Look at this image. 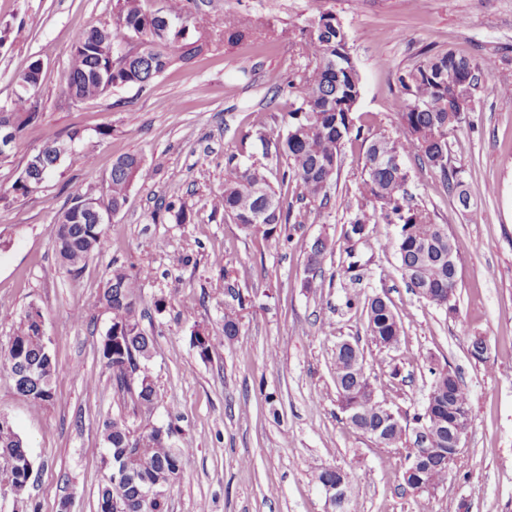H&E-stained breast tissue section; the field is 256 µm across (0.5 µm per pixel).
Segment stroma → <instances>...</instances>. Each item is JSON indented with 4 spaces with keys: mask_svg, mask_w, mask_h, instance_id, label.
<instances>
[{
    "mask_svg": "<svg viewBox=\"0 0 512 512\" xmlns=\"http://www.w3.org/2000/svg\"><path fill=\"white\" fill-rule=\"evenodd\" d=\"M113 0H0V109L10 106L16 76L43 64L40 117L0 157V194L9 193L28 159L46 143H70L41 191L0 205V346L30 307L44 318L60 370L53 404L35 408L0 378V413L13 422L34 462L30 512H97L107 471L101 423L125 418L134 433L171 430L192 455L166 491L168 512H326L317 476L326 467L360 475L356 512H512V0H161L204 26L208 52L177 64L148 92L134 87L69 105L65 74L78 30L112 21ZM336 15L362 79L354 113L361 138L346 140L328 208L297 203L290 243L268 248L223 214L211 197L224 185V154L244 149L264 159L252 131L284 132L294 83L308 64L300 31L320 11ZM250 23L244 41L224 36V17ZM453 51L494 69L474 92L467 119L448 138L463 172L470 209L439 178L406 158L410 192L436 223L466 246L457 264L456 305L446 310L406 287L393 246L399 227L369 225L355 279L342 276L343 235L359 204L365 137L397 129V77L425 51ZM80 141L69 142L73 130ZM90 154L92 166L80 156ZM137 153L150 164L125 209L105 227L101 248L79 274L54 248L55 223L74 196L104 186L113 161ZM185 205L191 223L156 213L161 200ZM330 248L320 286L304 288L306 256L316 238ZM223 256L215 264L214 256ZM150 262L143 283L142 328L155 339L149 364L156 402L134 413L118 400L99 354L111 325L99 297L112 270ZM244 297L241 332L204 358L195 333L222 335L224 287ZM383 294L405 331L391 350L372 343L349 295ZM165 298L163 312L154 300ZM484 337V360L470 354ZM358 342L366 373L394 413L413 416L426 402L431 368L461 377L471 402L465 447L433 493L406 490L407 451L385 448L353 429L336 405V344ZM95 381L88 391L86 381Z\"/></svg>",
    "mask_w": 512,
    "mask_h": 512,
    "instance_id": "35a3bbf8",
    "label": "stroma"
}]
</instances>
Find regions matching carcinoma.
<instances>
[{"instance_id":"carcinoma-1","label":"carcinoma","mask_w":512,"mask_h":512,"mask_svg":"<svg viewBox=\"0 0 512 512\" xmlns=\"http://www.w3.org/2000/svg\"><path fill=\"white\" fill-rule=\"evenodd\" d=\"M114 22L111 26L91 25L74 39L72 58L66 73V95L73 105L95 101L112 89L136 86L149 91L155 81L177 63L187 64L208 50L210 42L204 27L194 25L192 16L171 15L161 8L147 7L145 0H114ZM224 35L238 42L247 37L246 30L235 16L224 17ZM303 48L310 67L300 76L297 94L288 112L286 131L272 137L257 130L255 137L263 146L264 156L282 163L278 170L280 188L268 176L267 165L247 164L237 152L224 156V191L214 198L211 211L224 216L248 234H259L269 246H276L292 237L291 207L284 206L282 189L291 183L299 188L297 200L318 204L322 208L330 199L334 177L338 175L341 147L354 128L352 114L361 95V78L348 48L347 33L330 12L319 14L305 30ZM488 64H480L452 51L428 55L419 65L398 76L401 87L397 119L401 134L379 132L368 139L359 182L358 212L349 221L344 240L359 241L367 237L364 227L382 220L400 226L394 243L403 277L419 297L436 307L448 308L456 292L450 282L457 277V263L462 252L459 241L447 229L435 223L431 212L415 202L408 190L409 171L405 158L415 156L438 174L448 192L460 206L470 205L462 170L448 164V135L455 130L458 110L452 76L469 79L477 90L489 75ZM29 83L35 89L42 84L40 61L34 60L17 76L16 82ZM14 114L12 137L17 140L24 129L39 118V106L23 88H18L11 101ZM56 172L34 169L28 181L17 177L11 195H0V203L10 198L27 197L35 192L39 179H49ZM143 157L125 154L115 159L107 180L106 199L112 210H123L136 180L147 176ZM158 210L168 213L176 223L184 224L190 217L176 201H161ZM58 223L69 226L68 237L55 243V250L64 268L79 272L92 254L100 248L104 225L95 215L80 206L79 201L63 212ZM329 248L328 240L316 239L307 252L308 277L304 287H318L322 262ZM151 275L146 268L135 271L116 268L108 279L99 302L112 313V327H121L126 336L123 345L112 344V336L101 341L100 355L112 371L118 393L137 408L154 404L155 390L148 364L155 352L154 338L142 328L143 282ZM237 304L224 305V339L233 340L240 332ZM349 308L363 306L367 331L372 342L384 349L399 344L403 327L390 301L381 295L360 300L348 297ZM41 311L32 307L20 317L8 346L0 350V377L14 384L16 391L36 407L55 400L59 377L57 362L45 348L38 334L37 319ZM365 357L360 347L336 344L333 376L339 408L349 424L361 434L379 430L375 441L383 447H397L407 442L408 431H433L448 421V411L470 414L469 394L456 373L432 368L430 391L451 385L450 394L427 399L422 411L412 418L389 415L385 401L376 395L377 388L367 374L355 377ZM414 427H409V422ZM107 443L104 464L109 468L105 483L98 492V512H165V492L182 473L192 449L175 448L170 432L153 429L132 435L127 422L107 417L102 421ZM428 448L442 449V456L425 462L415 451L408 454L406 488L417 486V474L426 472V479L439 486L448 477V466L457 456L448 438L441 435L428 439ZM33 470L31 456L11 421L0 416V479L7 481L11 494L23 499ZM344 478L355 484L358 476L350 468L332 467L318 475L319 483ZM152 488L158 496L150 509H140L142 494Z\"/></svg>"}]
</instances>
